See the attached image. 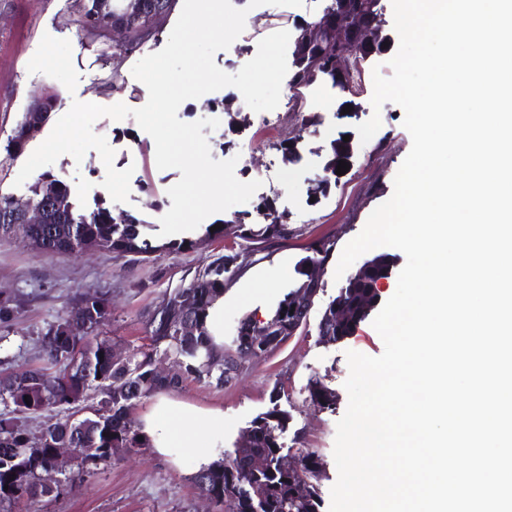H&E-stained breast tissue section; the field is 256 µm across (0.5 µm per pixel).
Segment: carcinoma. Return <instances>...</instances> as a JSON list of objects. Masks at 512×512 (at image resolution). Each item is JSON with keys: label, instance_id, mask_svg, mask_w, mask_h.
<instances>
[{"label": "carcinoma", "instance_id": "1", "mask_svg": "<svg viewBox=\"0 0 512 512\" xmlns=\"http://www.w3.org/2000/svg\"><path fill=\"white\" fill-rule=\"evenodd\" d=\"M173 0H112V14L143 36L151 35L156 21L171 10ZM329 13L319 20L320 35L311 36L309 25L297 28L292 50L290 80L297 86L293 107L302 106L300 89L319 80H328L342 89L354 83L346 52L352 41L366 55L385 50L390 41L381 20L380 0H331ZM48 112L23 113L5 147L7 157L17 158L27 141L48 121ZM349 144L338 138L330 143L325 170L336 174L339 161L348 159ZM26 200L43 209L40 224H25L20 218L8 222L1 217L11 212L14 196L0 192V236L17 231L37 253L61 255L84 249L130 253L149 259L157 254L194 249L225 236L224 221L210 231L202 224L181 241L158 244L145 218L126 214L114 216L103 206L89 212L77 209L66 185L49 174L40 175L29 187ZM258 212L265 216L251 224H237L236 238L249 246L231 254H221L190 283L173 291L165 305L148 322L146 343L126 356H114L116 342L107 335L112 306L107 293L75 291L70 302L88 305V322L80 325L63 318L37 338L38 361L16 372L0 370V512H15L24 503L32 506L43 497H56L74 476L90 475L112 463L118 448H142L134 411L142 400L159 391L175 392L188 380L222 388L236 375L229 373L234 354L249 347L252 320L241 321L235 348L216 351L207 326L208 311L224 294L237 272L252 262L260 251L258 243L271 244L285 239L290 229L285 213L275 202L263 200ZM312 255L304 258L301 281L281 300L268 317L272 322L266 339L276 349L288 340L296 326L301 292L311 287V267L326 264L335 243L326 241L309 246ZM389 255L380 253L368 259L351 276L345 288L326 306L318 324L319 342H335L362 322L379 299V280L387 277ZM19 311L13 300L0 298V324L9 327ZM85 350L87 362H75L73 352ZM174 360L173 371L161 375L157 364ZM310 403L324 408L333 401L330 387L315 380L309 386ZM58 408L55 420L33 423L44 412ZM288 417L278 409L257 416L248 430L251 438L224 454V463L199 473L198 487L221 504L220 512H319L318 483L310 475L321 473V458L316 452L301 449L302 472L281 470L275 460L281 455L280 435ZM55 448L75 449L76 469L54 475L47 460ZM256 457L269 460L266 469L255 472Z\"/></svg>", "mask_w": 512, "mask_h": 512}]
</instances>
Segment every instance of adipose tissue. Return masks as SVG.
Instances as JSON below:
<instances>
[{"label": "adipose tissue", "instance_id": "1", "mask_svg": "<svg viewBox=\"0 0 512 512\" xmlns=\"http://www.w3.org/2000/svg\"><path fill=\"white\" fill-rule=\"evenodd\" d=\"M138 426L151 452L175 461L182 450L198 449L199 469H207L224 458V413L199 411L159 392L150 412L140 417Z\"/></svg>", "mask_w": 512, "mask_h": 512}]
</instances>
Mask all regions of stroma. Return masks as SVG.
Wrapping results in <instances>:
<instances>
[{
	"instance_id": "stroma-1",
	"label": "stroma",
	"mask_w": 512,
	"mask_h": 512,
	"mask_svg": "<svg viewBox=\"0 0 512 512\" xmlns=\"http://www.w3.org/2000/svg\"><path fill=\"white\" fill-rule=\"evenodd\" d=\"M326 4L327 0H305L300 7L263 5L252 9L248 0H238V8L248 11L241 37L258 44L283 27L295 26L299 19L321 14ZM182 8V0H175L171 12L158 19L154 34L128 52L112 39L82 29L75 0H0V159L5 162L0 168V191L26 196V187L15 184L24 158L49 136L53 121L64 115L73 101L103 106L121 102L133 109L147 102L148 90L134 78L132 68L165 46ZM398 45V36H391L383 52L361 62L356 80L359 93L341 90L328 81L303 88V112L317 113V125H302L303 112H294L289 90H282L281 116L286 124L302 128L300 159L295 163L287 162L276 149L282 137L276 130L256 131L247 155H240L241 128L230 123L224 112L226 90L180 105L182 121L219 119V127L206 133L212 159H236L239 180L261 183L249 202L221 212V219L255 212L262 200L269 199L285 212L294 230L288 240L266 249L262 260L243 269L226 287L222 302L211 309L212 324L225 342H232L243 318L270 315L299 280L301 261L313 241L329 239L337 248H344L363 230L370 213L392 196L394 178L412 140L403 126L402 108L388 102L376 110L371 98L374 73L391 76L388 61ZM48 91L56 95L50 123L26 143L21 158L5 161L4 147L17 122L30 104ZM375 114L381 126L369 142H361L357 127ZM93 130L104 136L114 151L134 153L132 177L138 187L131 190L128 201L113 203V214L144 213L152 223H159L172 205L168 189L178 182L180 171L158 169L155 143L134 118L115 121L102 117ZM345 135L352 144L348 171L337 176L326 195L309 199L307 188L322 176L331 141ZM99 158L94 150L79 163L64 154L44 171L68 185L73 195L88 205L94 197L107 195L102 186L106 170L99 165ZM224 246V241L218 240L178 254L137 261L130 255L96 250L39 255L20 237L0 238V294L15 298L21 310L12 327H0V365L20 370L31 363L39 334L67 315L66 302L78 290L108 292L112 299L109 336L125 352L141 345L147 320L169 293L187 285ZM337 262L333 256L325 265L324 288L305 329L271 353L247 356L244 369L229 385L214 388L190 380L174 393L175 398L199 409L223 411L224 449L228 452L254 418L279 407L289 416L281 436L284 453L309 448L322 459L319 491L326 504L338 478L333 457L336 426L348 406L346 353L353 350L376 357L384 350L380 335L368 320L336 343L319 342L317 326L322 311L343 286L334 277ZM273 268L280 276L266 283L265 276ZM315 379L335 391L331 408L311 405L308 386ZM197 470V459L191 453L173 464L146 448L124 451L94 475L70 482L57 498L43 502L40 512H209L208 501L195 485Z\"/></svg>"
}]
</instances>
